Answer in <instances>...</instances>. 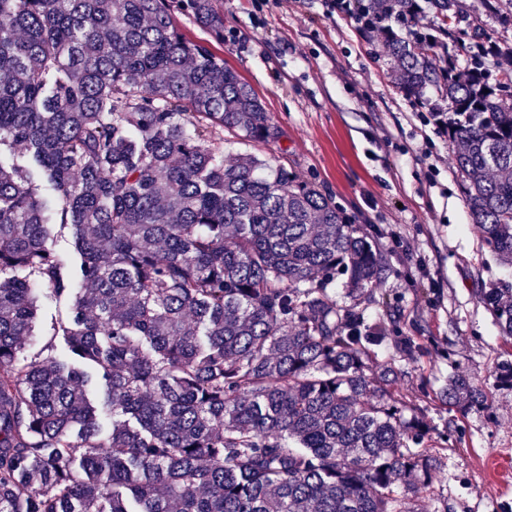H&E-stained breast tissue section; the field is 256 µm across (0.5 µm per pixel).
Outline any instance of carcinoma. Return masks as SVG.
Wrapping results in <instances>:
<instances>
[{
	"label": "carcinoma",
	"instance_id": "cac0c4a2",
	"mask_svg": "<svg viewBox=\"0 0 512 512\" xmlns=\"http://www.w3.org/2000/svg\"><path fill=\"white\" fill-rule=\"evenodd\" d=\"M179 2L220 34L213 0ZM338 8L383 34L397 87L447 133L503 268L481 300L512 338V43L471 23L511 27L512 0ZM226 132L276 135L170 0H0V147L23 160L0 162V512H426L428 427L377 370L388 328L367 313L383 251L285 166L224 160ZM37 288L73 316L28 360ZM85 366L105 385L106 436ZM446 398L482 393L458 376ZM52 248L71 266L74 271L79 272L80 258L74 248L73 237L70 232L65 230L62 233H54Z\"/></svg>",
	"mask_w": 512,
	"mask_h": 512
}]
</instances>
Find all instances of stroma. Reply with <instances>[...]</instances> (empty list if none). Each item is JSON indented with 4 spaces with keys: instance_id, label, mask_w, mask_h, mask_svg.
<instances>
[{
    "instance_id": "stroma-1",
    "label": "stroma",
    "mask_w": 512,
    "mask_h": 512,
    "mask_svg": "<svg viewBox=\"0 0 512 512\" xmlns=\"http://www.w3.org/2000/svg\"><path fill=\"white\" fill-rule=\"evenodd\" d=\"M216 37L186 15L185 36L208 43L262 100L277 136L228 143L284 164L373 227L391 271L374 289L411 348L378 353L394 387L430 429L437 460L421 492L428 512H512V388L500 386L512 340L479 299L500 267L469 224L452 148L427 107L404 96L380 41H365L326 0H214ZM40 318L24 353L36 355L70 305L39 294ZM469 378L482 405L442 401L449 375Z\"/></svg>"
}]
</instances>
